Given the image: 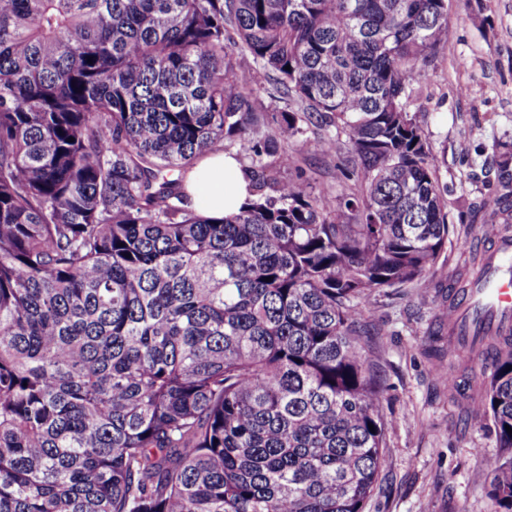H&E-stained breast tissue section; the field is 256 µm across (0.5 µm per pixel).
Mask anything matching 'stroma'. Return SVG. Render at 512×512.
<instances>
[{
    "instance_id": "35a3bbf8",
    "label": "stroma",
    "mask_w": 512,
    "mask_h": 512,
    "mask_svg": "<svg viewBox=\"0 0 512 512\" xmlns=\"http://www.w3.org/2000/svg\"><path fill=\"white\" fill-rule=\"evenodd\" d=\"M413 112L442 162L448 221L456 232L431 278L427 299L410 288L364 298L373 334L363 344L386 387L387 435L380 489L365 512H495L488 485L500 455L484 418L466 413L437 373L448 367L442 309L455 271L469 268L488 228L468 205L495 196L497 162L512 152V0H448V34L429 64ZM320 191H339L335 159L295 154Z\"/></svg>"
}]
</instances>
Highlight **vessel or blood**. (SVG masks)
<instances>
[{
    "instance_id": "obj_1",
    "label": "vessel or blood",
    "mask_w": 512,
    "mask_h": 512,
    "mask_svg": "<svg viewBox=\"0 0 512 512\" xmlns=\"http://www.w3.org/2000/svg\"><path fill=\"white\" fill-rule=\"evenodd\" d=\"M463 305L471 314L457 324V338L468 339L477 333L484 336L512 333V241L498 239L489 269Z\"/></svg>"
}]
</instances>
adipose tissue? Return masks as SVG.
Returning <instances> with one entry per match:
<instances>
[{"instance_id":"1","label":"adipose tissue","mask_w":512,"mask_h":512,"mask_svg":"<svg viewBox=\"0 0 512 512\" xmlns=\"http://www.w3.org/2000/svg\"><path fill=\"white\" fill-rule=\"evenodd\" d=\"M185 189L195 207L211 217L238 212L249 197L248 183L236 161L220 150L198 161L185 180Z\"/></svg>"}]
</instances>
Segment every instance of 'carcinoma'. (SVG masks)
<instances>
[{
    "label": "carcinoma",
    "instance_id": "obj_1",
    "mask_svg": "<svg viewBox=\"0 0 512 512\" xmlns=\"http://www.w3.org/2000/svg\"><path fill=\"white\" fill-rule=\"evenodd\" d=\"M447 32V0H0V512H364L391 421L362 299L425 296L448 244L411 112ZM236 141L252 199L204 216L184 175ZM496 201L511 234L509 153ZM471 347L512 512V335ZM293 153L296 164L311 175L317 190L333 193L340 190V171L336 167V159L325 157L313 148Z\"/></svg>",
    "mask_w": 512,
    "mask_h": 512
}]
</instances>
